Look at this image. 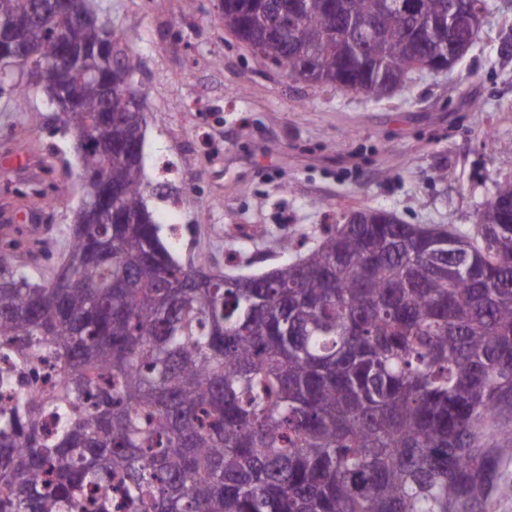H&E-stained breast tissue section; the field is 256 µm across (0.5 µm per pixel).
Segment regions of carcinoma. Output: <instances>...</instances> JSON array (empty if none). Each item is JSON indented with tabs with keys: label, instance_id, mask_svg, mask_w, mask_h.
<instances>
[{
	"label": "carcinoma",
	"instance_id": "carcinoma-1",
	"mask_svg": "<svg viewBox=\"0 0 512 512\" xmlns=\"http://www.w3.org/2000/svg\"><path fill=\"white\" fill-rule=\"evenodd\" d=\"M450 0H222L224 27L290 78L381 97L453 47ZM0 0V66L33 40L61 127L93 141L112 212L83 209L54 276L0 255V512H488L512 495V181L475 230L360 210L261 275L177 260L148 210L122 33L87 0ZM428 38L412 34L418 19ZM90 72L67 65L60 43ZM51 418L54 428L44 427ZM48 375L50 376L47 368L43 366L36 367L30 374L28 385L19 387L12 392L2 393V400H15L20 397H25L30 393L32 386H34V389L46 387L48 385Z\"/></svg>",
	"mask_w": 512,
	"mask_h": 512
}]
</instances>
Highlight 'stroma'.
I'll list each match as a JSON object with an SVG mask.
<instances>
[{
    "instance_id": "stroma-1",
    "label": "stroma",
    "mask_w": 512,
    "mask_h": 512,
    "mask_svg": "<svg viewBox=\"0 0 512 512\" xmlns=\"http://www.w3.org/2000/svg\"><path fill=\"white\" fill-rule=\"evenodd\" d=\"M90 3L139 64L144 199L179 261L259 274L284 260L283 236L315 246L357 209L467 232L512 180L505 0L452 69L416 71L380 100L270 68L225 29L218 0ZM80 176L41 92L0 97V229L47 238L15 260L34 281L63 260Z\"/></svg>"
}]
</instances>
